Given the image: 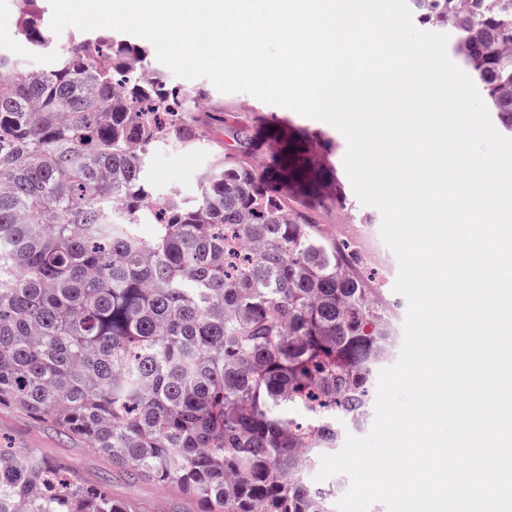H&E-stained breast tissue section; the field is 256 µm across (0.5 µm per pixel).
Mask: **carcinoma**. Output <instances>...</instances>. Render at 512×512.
Returning <instances> with one entry per match:
<instances>
[{"label":"carcinoma","mask_w":512,"mask_h":512,"mask_svg":"<svg viewBox=\"0 0 512 512\" xmlns=\"http://www.w3.org/2000/svg\"><path fill=\"white\" fill-rule=\"evenodd\" d=\"M41 0L20 37L49 47ZM455 49L512 134V0H408ZM146 45L92 32L53 68L0 52V405L87 443L130 479L176 486L199 512H335L304 478L371 405L390 307L356 246L314 218L346 194L304 129L264 122L280 152L250 161L252 126L193 204L156 196L145 160L191 143L179 88L146 80ZM154 226L147 240L136 231ZM0 512H137L70 464L0 447Z\"/></svg>","instance_id":"carcinoma-1"}]
</instances>
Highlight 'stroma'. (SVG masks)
Here are the masks:
<instances>
[{
	"label": "stroma",
	"instance_id": "35a3bbf8",
	"mask_svg": "<svg viewBox=\"0 0 512 512\" xmlns=\"http://www.w3.org/2000/svg\"><path fill=\"white\" fill-rule=\"evenodd\" d=\"M76 35L77 30L73 27L53 35L55 54L33 51L21 41L16 32L15 0H0V50L23 57L29 67H52L56 61V53L70 49L75 43ZM179 86L188 101L189 114H197L195 94L203 87L209 93L211 108H223L225 123L221 126H204L203 143L184 145L166 142L153 148L146 163L145 176L156 194L165 196L174 192L184 201H194L200 193L201 175L222 160L226 147L231 143L226 132L227 126L250 121L259 115L285 117L292 124L316 133L320 150L328 154L339 178H346L343 159L347 151V141L333 126L302 116L291 109L264 103L246 93L220 92L205 78L183 79ZM344 190L347 196L346 205H328L319 209L315 214L316 221L327 234L356 244L363 265L374 269L376 273L374 288L378 289L382 300L393 311L395 332H402L408 303L404 296L393 290L399 273V263L381 237L382 215L377 208L361 204L352 185L346 184ZM0 443L14 448H34L48 457L66 458L87 477H106L113 495L134 503L139 512H196L195 503L180 495L174 488L118 477L111 462L89 448L86 443L66 439L55 429L35 422L14 408L0 406Z\"/></svg>",
	"mask_w": 512,
	"mask_h": 512
}]
</instances>
